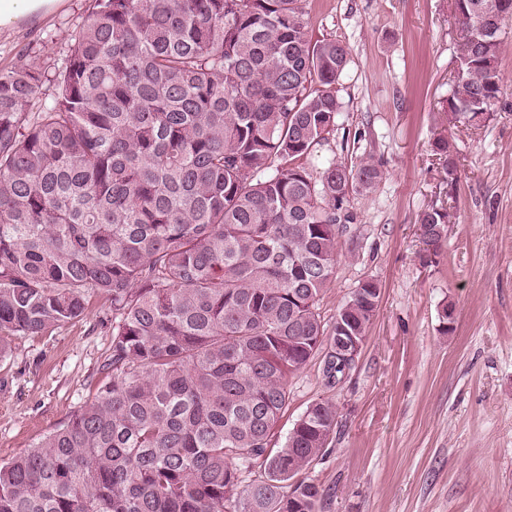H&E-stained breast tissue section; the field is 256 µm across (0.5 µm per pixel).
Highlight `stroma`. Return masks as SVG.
I'll list each match as a JSON object with an SVG mask.
<instances>
[{
  "label": "stroma",
  "mask_w": 512,
  "mask_h": 512,
  "mask_svg": "<svg viewBox=\"0 0 512 512\" xmlns=\"http://www.w3.org/2000/svg\"><path fill=\"white\" fill-rule=\"evenodd\" d=\"M89 0H66L41 21L0 33V68L20 51L60 64ZM312 34L347 44L336 86L344 108L312 170L370 155L384 176L350 193L355 216L321 303L334 316L359 281L381 296L369 339L334 387L319 360L289 382L283 442L316 400L338 407L326 453L305 472L319 512H512V38L499 68L504 93L473 128L443 110L462 41L453 0H306ZM448 140L454 175L434 150ZM446 209L447 239L427 257L419 216ZM454 330H440L445 305ZM112 313L91 298L84 316L41 336H16L0 358V461L17 456L91 400L112 344Z\"/></svg>",
  "instance_id": "1"
}]
</instances>
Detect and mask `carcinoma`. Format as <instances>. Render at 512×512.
Segmentation results:
<instances>
[{"label": "carcinoma", "mask_w": 512, "mask_h": 512, "mask_svg": "<svg viewBox=\"0 0 512 512\" xmlns=\"http://www.w3.org/2000/svg\"><path fill=\"white\" fill-rule=\"evenodd\" d=\"M303 2L91 0L61 65L0 69V357L94 295L112 307L108 380L0 463V512H317L322 487L292 480L326 451L336 405L271 441L289 378L319 357L331 387L353 368L336 337L368 339L376 280L329 322L320 302L349 193L383 170L304 163L336 129L350 49L313 39ZM453 11L469 55L445 111L479 126L503 94L512 0ZM419 224L437 253L447 211Z\"/></svg>", "instance_id": "1"}]
</instances>
